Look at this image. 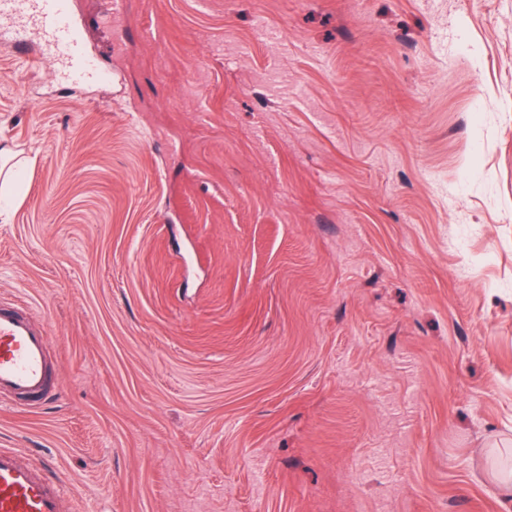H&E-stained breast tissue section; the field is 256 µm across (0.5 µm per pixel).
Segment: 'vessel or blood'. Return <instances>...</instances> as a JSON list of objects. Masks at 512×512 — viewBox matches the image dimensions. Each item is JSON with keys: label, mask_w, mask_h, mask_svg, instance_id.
<instances>
[{"label": "vessel or blood", "mask_w": 512, "mask_h": 512, "mask_svg": "<svg viewBox=\"0 0 512 512\" xmlns=\"http://www.w3.org/2000/svg\"><path fill=\"white\" fill-rule=\"evenodd\" d=\"M0 44L25 55L54 60L62 86L103 80L80 33L72 0H0ZM49 338L23 302L0 303V396L37 406L54 396ZM50 462L23 461L19 451L0 449V512H67L70 495L50 479Z\"/></svg>", "instance_id": "b4317fda"}]
</instances>
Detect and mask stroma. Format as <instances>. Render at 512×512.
I'll use <instances>...</instances> for the list:
<instances>
[{
  "mask_svg": "<svg viewBox=\"0 0 512 512\" xmlns=\"http://www.w3.org/2000/svg\"><path fill=\"white\" fill-rule=\"evenodd\" d=\"M110 11L108 82L0 47V299L59 358L0 448L74 512H512V0ZM15 161L11 151L7 147L1 149L0 145V190L3 195L8 196L12 187L17 184V170L21 164Z\"/></svg>",
  "mask_w": 512,
  "mask_h": 512,
  "instance_id": "1",
  "label": "stroma"
}]
</instances>
